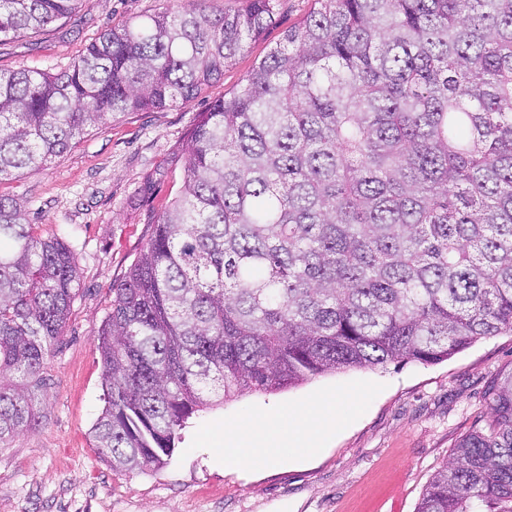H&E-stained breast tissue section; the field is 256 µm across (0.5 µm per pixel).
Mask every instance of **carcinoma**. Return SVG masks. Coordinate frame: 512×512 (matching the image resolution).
Wrapping results in <instances>:
<instances>
[{
  "mask_svg": "<svg viewBox=\"0 0 512 512\" xmlns=\"http://www.w3.org/2000/svg\"><path fill=\"white\" fill-rule=\"evenodd\" d=\"M89 0H0V40ZM276 0L164 9L60 74L0 72V182L125 112L200 95ZM112 286L98 332L112 470H156L195 413L244 391L436 364L512 332V0H314L199 114L181 191ZM62 238L0 195V447L32 422L80 289ZM417 512H512V381Z\"/></svg>",
  "mask_w": 512,
  "mask_h": 512,
  "instance_id": "cac0c4a2",
  "label": "carcinoma"
}]
</instances>
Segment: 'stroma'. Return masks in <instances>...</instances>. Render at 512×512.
I'll list each match as a JSON object with an SVG mask.
<instances>
[{
    "instance_id": "1",
    "label": "stroma",
    "mask_w": 512,
    "mask_h": 512,
    "mask_svg": "<svg viewBox=\"0 0 512 512\" xmlns=\"http://www.w3.org/2000/svg\"><path fill=\"white\" fill-rule=\"evenodd\" d=\"M241 0H90L71 17L0 42V70L58 73L107 29L162 8L208 13ZM313 0H278L272 23L220 80L176 108L128 112L91 131L48 169L0 183L25 200L42 236L79 262L81 288L47 357L36 423L0 447V512H416L456 443L491 421L488 403L512 376V333L485 336L447 361L325 374L276 393L247 392L199 412L156 471H112L92 425L105 405L98 330L112 286L138 258L152 221L182 186V153L199 113L232 91ZM335 402L321 449L297 439L298 409ZM264 414L280 438L248 468L224 466V433Z\"/></svg>"
}]
</instances>
